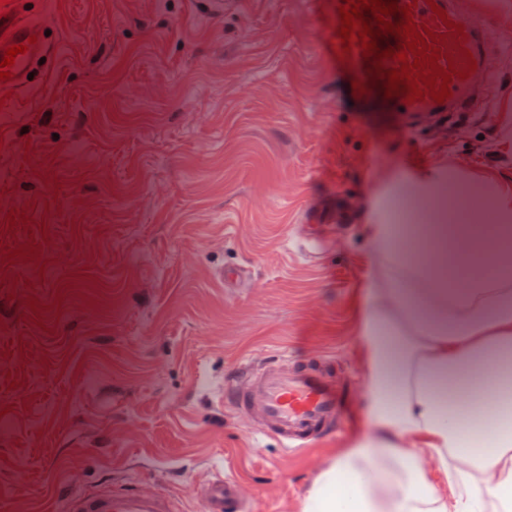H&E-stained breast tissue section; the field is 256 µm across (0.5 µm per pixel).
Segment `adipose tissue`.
<instances>
[{
  "mask_svg": "<svg viewBox=\"0 0 512 512\" xmlns=\"http://www.w3.org/2000/svg\"><path fill=\"white\" fill-rule=\"evenodd\" d=\"M469 220L424 224L414 267L375 226L365 311L370 434L298 512H512V181H471Z\"/></svg>",
  "mask_w": 512,
  "mask_h": 512,
  "instance_id": "1",
  "label": "adipose tissue"
}]
</instances>
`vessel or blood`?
<instances>
[{
  "label": "vessel or blood",
  "mask_w": 512,
  "mask_h": 512,
  "mask_svg": "<svg viewBox=\"0 0 512 512\" xmlns=\"http://www.w3.org/2000/svg\"><path fill=\"white\" fill-rule=\"evenodd\" d=\"M339 0H314L316 14L325 18L323 39L330 58H337L341 47L338 35ZM413 5L416 24L434 25L436 33H446L442 21L432 20L433 6L446 11L451 21L462 24L466 34L465 48L475 60H482V45L491 38L486 21L458 11L453 0H399ZM28 43L26 54L17 55L14 75L0 80V95L28 92V75L45 56L58 52V45L45 37V24L39 18L21 14L13 0L0 7V55L8 46ZM470 80H457L451 86L452 95L445 103L432 99L404 104L393 98L396 111L402 112L407 124L419 116H446L463 108L470 97ZM360 391L352 383L337 382L334 361L324 355L301 363L287 352L266 354L262 359L243 360L224 378V405L245 419L256 437L277 440L288 453L308 450L334 435L342 418L359 398ZM200 512H250L242 497L240 484L224 478L223 472H212L210 478L192 490ZM52 497L58 512H185L181 496L139 484H111L97 488L78 489L60 482L55 484Z\"/></svg>",
  "instance_id": "1"
}]
</instances>
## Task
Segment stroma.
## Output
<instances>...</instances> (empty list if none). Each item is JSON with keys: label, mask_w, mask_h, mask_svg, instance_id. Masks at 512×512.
<instances>
[{"label": "stroma", "mask_w": 512, "mask_h": 512, "mask_svg": "<svg viewBox=\"0 0 512 512\" xmlns=\"http://www.w3.org/2000/svg\"><path fill=\"white\" fill-rule=\"evenodd\" d=\"M456 2L493 21L470 103L408 131L353 97L305 0L220 17L205 0H18L60 51L0 101V199L26 216L0 215V500L41 512L68 477L186 496L218 465L256 512H297L369 432L365 400L290 455L225 410L224 374L285 348L366 382L372 226L449 170L512 179V0ZM31 241L38 256L11 258ZM236 268L253 288L221 286Z\"/></svg>", "instance_id": "1"}]
</instances>
